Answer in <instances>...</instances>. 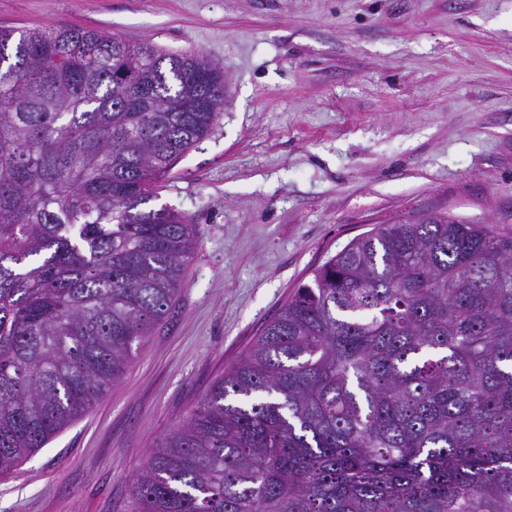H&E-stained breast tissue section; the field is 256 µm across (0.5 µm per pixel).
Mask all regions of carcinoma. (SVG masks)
<instances>
[{"label":"carcinoma","instance_id":"1","mask_svg":"<svg viewBox=\"0 0 512 512\" xmlns=\"http://www.w3.org/2000/svg\"><path fill=\"white\" fill-rule=\"evenodd\" d=\"M223 102L195 52L0 29L1 475L166 324L199 241L152 185ZM131 491L133 512H512V231L441 213L350 240Z\"/></svg>","mask_w":512,"mask_h":512}]
</instances>
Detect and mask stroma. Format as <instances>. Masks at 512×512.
<instances>
[{"label":"stroma","instance_id":"1","mask_svg":"<svg viewBox=\"0 0 512 512\" xmlns=\"http://www.w3.org/2000/svg\"><path fill=\"white\" fill-rule=\"evenodd\" d=\"M224 70L209 134L158 183L199 248L167 328L0 476V512H130L135 473L311 272L399 216L512 230V0H0Z\"/></svg>","mask_w":512,"mask_h":512}]
</instances>
